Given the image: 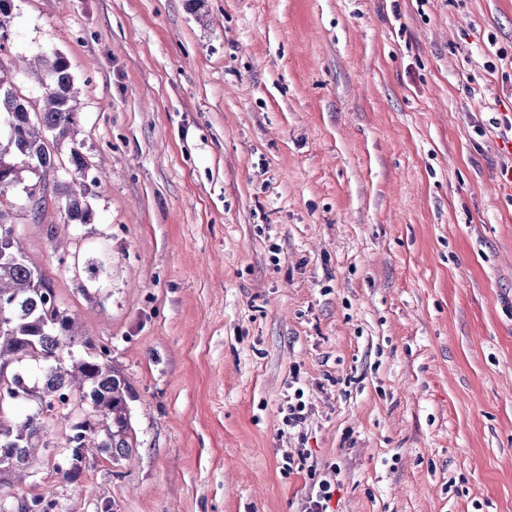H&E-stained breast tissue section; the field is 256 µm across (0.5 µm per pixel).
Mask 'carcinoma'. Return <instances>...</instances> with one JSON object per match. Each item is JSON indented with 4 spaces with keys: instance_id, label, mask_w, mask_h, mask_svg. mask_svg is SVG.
Returning a JSON list of instances; mask_svg holds the SVG:
<instances>
[{
    "instance_id": "cac0c4a2",
    "label": "carcinoma",
    "mask_w": 512,
    "mask_h": 512,
    "mask_svg": "<svg viewBox=\"0 0 512 512\" xmlns=\"http://www.w3.org/2000/svg\"><path fill=\"white\" fill-rule=\"evenodd\" d=\"M14 0H0V51L13 28ZM34 70L42 106L18 92L0 64V471L26 467L31 450L43 441L46 412L66 424L56 445L53 470L75 482L87 468L92 450L117 461L136 445L127 398L130 386L112 365L111 351L97 350L78 331L76 317L59 301L50 279L31 264L18 237L3 236L10 227L3 199L9 190L27 194L46 182L64 210L65 223L90 224L92 194L89 164L73 140L79 123L74 79L59 53L38 59ZM71 142L67 159L60 156ZM31 174L26 179L23 173ZM24 406L22 416L5 419L4 406Z\"/></svg>"
}]
</instances>
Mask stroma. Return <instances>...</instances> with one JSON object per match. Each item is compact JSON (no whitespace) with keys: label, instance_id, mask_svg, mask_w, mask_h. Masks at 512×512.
Segmentation results:
<instances>
[{"label":"stroma","instance_id":"35a3bbf8","mask_svg":"<svg viewBox=\"0 0 512 512\" xmlns=\"http://www.w3.org/2000/svg\"><path fill=\"white\" fill-rule=\"evenodd\" d=\"M102 174L13 225L137 446L50 512H512V0H15ZM302 389L303 434L283 423ZM307 448L305 468L287 455ZM317 485V487H316ZM336 490V484L327 480L321 479L318 484H313V491L310 493L308 501L305 505V512H331L330 502Z\"/></svg>","mask_w":512,"mask_h":512}]
</instances>
